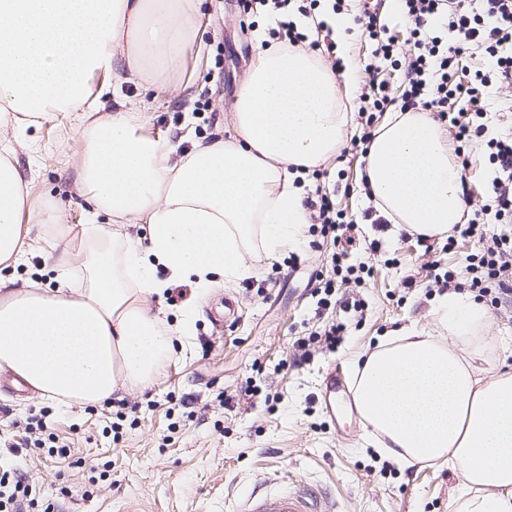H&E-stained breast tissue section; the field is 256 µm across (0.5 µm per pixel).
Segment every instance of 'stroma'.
<instances>
[{
	"instance_id": "obj_1",
	"label": "stroma",
	"mask_w": 512,
	"mask_h": 512,
	"mask_svg": "<svg viewBox=\"0 0 512 512\" xmlns=\"http://www.w3.org/2000/svg\"><path fill=\"white\" fill-rule=\"evenodd\" d=\"M240 20L237 0H204L199 39L178 76L183 92L128 82L110 87L101 104L112 108L118 96L135 102L147 119L143 133L155 137L223 135L256 46ZM23 137L38 146L34 153L17 152L34 209L50 205L59 223H87L89 206L72 184L70 159L83 147L73 113H55ZM364 165L358 153L324 165L338 176L337 209L357 226L351 254L369 266L362 286L338 287L357 293L367 307L359 318L333 310L330 319L348 324L336 351L317 347L309 361L296 360L295 337L327 322L315 319L310 291L312 277L329 269L332 244L308 233L275 259L253 248V275L210 290L184 350L146 390L121 388L102 406L62 408L0 371V456L23 442L30 423L42 424L55 439L54 446L30 449L22 468L41 504L53 512H234L238 494L265 481L323 487L340 512H451L460 485L456 471L438 463H383L363 419L332 420L324 408L321 392L332 367L354 378L356 363L387 331L412 320L432 325L438 287L431 263L454 269L462 283L466 259L479 247L461 237L447 251L443 240H419L365 221ZM374 239L382 249L373 256L365 248ZM26 253L20 264L8 265L9 274L55 287L52 258L35 242ZM250 385L270 387L278 402L245 395ZM131 406L135 422L113 429L117 412ZM58 445L69 448L68 458L58 457Z\"/></svg>"
}]
</instances>
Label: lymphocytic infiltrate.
<instances>
[{"label":"lymphocytic infiltrate","mask_w":512,"mask_h":512,"mask_svg":"<svg viewBox=\"0 0 512 512\" xmlns=\"http://www.w3.org/2000/svg\"><path fill=\"white\" fill-rule=\"evenodd\" d=\"M345 0H238L246 17L263 15L273 20L270 38L293 48L324 50L332 67H341L335 43L321 44L323 13H336ZM398 15L407 25L410 45L401 53L384 28L373 25L371 0H366L362 16L375 49L366 64L367 79L355 99V110L362 134L353 139V148H366L373 132L374 115L399 105L401 111L421 110L455 128L457 165L470 166L469 150L481 146L488 161L497 170L488 187V200L499 227L487 232L483 209H476L468 223L460 227L464 237L478 239L480 247L468 259L467 287L478 298L498 304L512 294V133L485 138L481 122L480 93L490 83L512 88V0H396ZM480 47L484 66L467 77L456 71L458 57L470 46ZM401 71L404 91L400 100L391 98L382 77L386 69ZM305 206L312 226L331 235L337 247L330 262L333 276L318 279L312 290L321 309L329 308L336 280L358 279L362 266L344 264L353 226L337 210L328 193L306 197Z\"/></svg>","instance_id":"lymphocytic-infiltrate-1"}]
</instances>
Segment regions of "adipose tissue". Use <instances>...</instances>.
<instances>
[{
	"label": "adipose tissue",
	"instance_id": "adipose-tissue-1",
	"mask_svg": "<svg viewBox=\"0 0 512 512\" xmlns=\"http://www.w3.org/2000/svg\"><path fill=\"white\" fill-rule=\"evenodd\" d=\"M201 0H0V264L19 262L35 235L57 250V288L0 276V370L43 398L80 407L117 388H148L191 335L152 308L168 288L252 275L254 247L270 256L302 239L309 213L300 173L339 151L357 92L304 50L272 42L240 84L228 138L180 149L138 133L135 108L103 111L88 78L173 87L199 30ZM57 112L76 115L84 142L71 166L94 222L60 248L52 208L21 225L29 204L16 162L20 134ZM381 215L408 233L445 237L465 221L461 171L427 112H394L365 155ZM107 224L97 221L98 215ZM141 225L131 238L122 225ZM447 340L422 325L391 330L355 374L361 417L398 462H450L461 479L453 512H512V372L493 369L490 314L469 293L436 295Z\"/></svg>",
	"mask_w": 512,
	"mask_h": 512
}]
</instances>
